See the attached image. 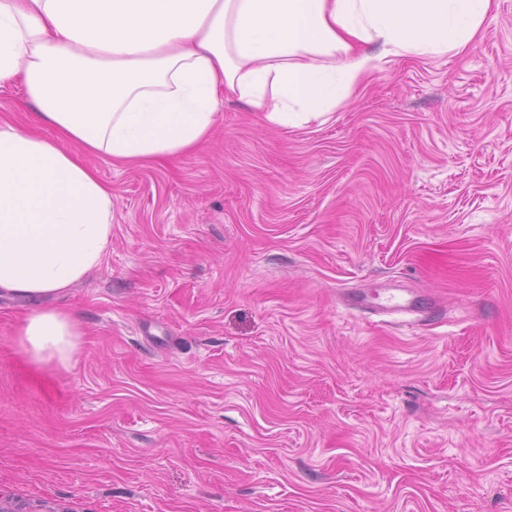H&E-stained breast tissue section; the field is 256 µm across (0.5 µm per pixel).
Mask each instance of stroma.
Instances as JSON below:
<instances>
[{
	"mask_svg": "<svg viewBox=\"0 0 512 512\" xmlns=\"http://www.w3.org/2000/svg\"><path fill=\"white\" fill-rule=\"evenodd\" d=\"M87 162L112 238L58 300L75 365L0 295L1 504L512 512V0L324 124L228 100L191 154ZM76 314L57 308L33 309L20 331V342L36 364L56 362L69 368L78 353L82 336Z\"/></svg>",
	"mask_w": 512,
	"mask_h": 512,
	"instance_id": "stroma-1",
	"label": "stroma"
}]
</instances>
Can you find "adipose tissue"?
I'll return each mask as SVG.
<instances>
[{
	"label": "adipose tissue",
	"mask_w": 512,
	"mask_h": 512,
	"mask_svg": "<svg viewBox=\"0 0 512 512\" xmlns=\"http://www.w3.org/2000/svg\"><path fill=\"white\" fill-rule=\"evenodd\" d=\"M496 0H0V292L65 293L98 269L112 191L82 153L135 164L206 142L225 98L265 125L325 123L395 57L460 55ZM55 134H40L41 126ZM79 152H72V145ZM73 312L32 310L20 342L70 367Z\"/></svg>",
	"instance_id": "obj_1"
}]
</instances>
